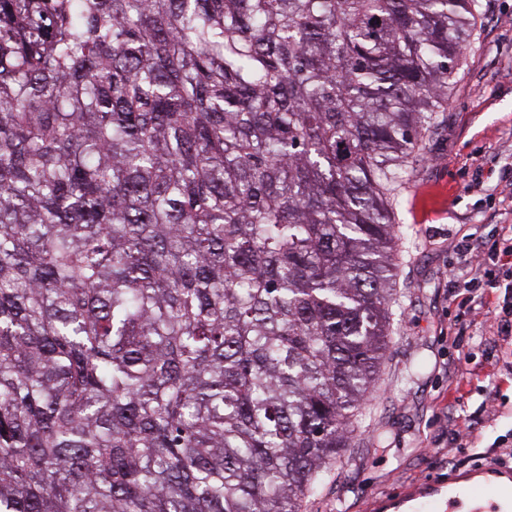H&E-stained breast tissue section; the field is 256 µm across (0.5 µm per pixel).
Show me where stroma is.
<instances>
[{"label":"stroma","mask_w":512,"mask_h":512,"mask_svg":"<svg viewBox=\"0 0 512 512\" xmlns=\"http://www.w3.org/2000/svg\"><path fill=\"white\" fill-rule=\"evenodd\" d=\"M442 116L396 205L391 335L365 417L302 512H378L380 501L465 471L512 434V380L448 388L457 361L448 329L464 315L449 270L460 263L461 241L486 239L491 225L512 220V0H477L471 46L448 80ZM493 388L508 408L490 421L479 409ZM452 419L469 447L452 440Z\"/></svg>","instance_id":"stroma-1"}]
</instances>
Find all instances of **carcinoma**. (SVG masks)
Returning <instances> with one entry per match:
<instances>
[{
  "label": "carcinoma",
  "instance_id": "cac0c4a2",
  "mask_svg": "<svg viewBox=\"0 0 512 512\" xmlns=\"http://www.w3.org/2000/svg\"><path fill=\"white\" fill-rule=\"evenodd\" d=\"M475 0H0V512H301L388 346Z\"/></svg>",
  "mask_w": 512,
  "mask_h": 512
}]
</instances>
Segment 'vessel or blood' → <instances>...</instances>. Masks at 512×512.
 <instances>
[{"label": "vessel or blood", "instance_id": "1", "mask_svg": "<svg viewBox=\"0 0 512 512\" xmlns=\"http://www.w3.org/2000/svg\"><path fill=\"white\" fill-rule=\"evenodd\" d=\"M413 512H512V469L475 464L462 481L410 495Z\"/></svg>", "mask_w": 512, "mask_h": 512}]
</instances>
